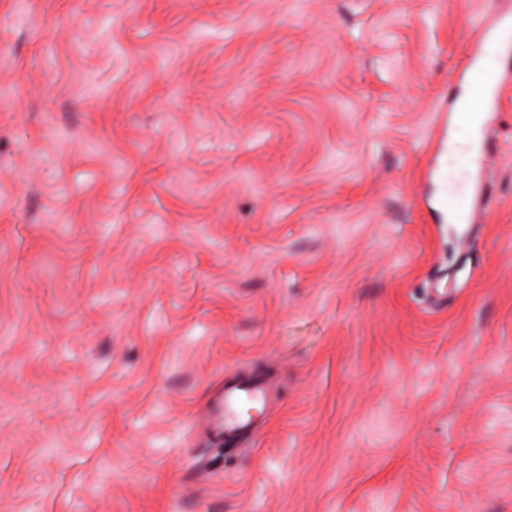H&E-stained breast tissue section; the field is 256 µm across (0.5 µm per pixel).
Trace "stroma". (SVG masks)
Returning <instances> with one entry per match:
<instances>
[{"instance_id":"1","label":"stroma","mask_w":512,"mask_h":512,"mask_svg":"<svg viewBox=\"0 0 512 512\" xmlns=\"http://www.w3.org/2000/svg\"><path fill=\"white\" fill-rule=\"evenodd\" d=\"M485 9L0 0V512H512V93L426 178ZM220 398L213 403L208 413L197 417V425L201 428L204 422L208 429L218 431L219 434H232L236 437L244 436L252 431V419L244 418L239 412V404L244 400L256 401L264 396L262 386L250 384L247 386H230L219 393Z\"/></svg>"}]
</instances>
